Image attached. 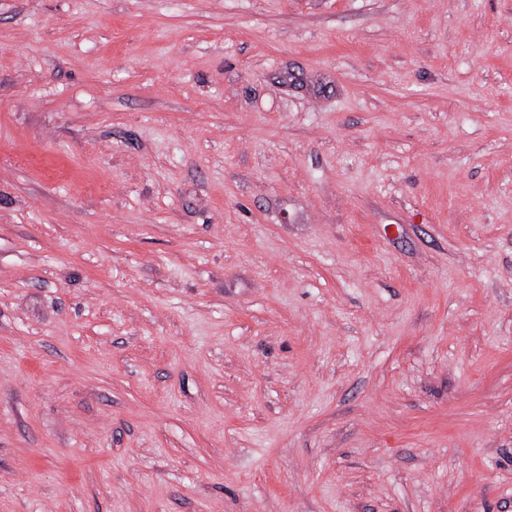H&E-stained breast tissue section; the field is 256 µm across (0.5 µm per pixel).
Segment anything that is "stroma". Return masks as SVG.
Wrapping results in <instances>:
<instances>
[{"label":"stroma","mask_w":512,"mask_h":512,"mask_svg":"<svg viewBox=\"0 0 512 512\" xmlns=\"http://www.w3.org/2000/svg\"><path fill=\"white\" fill-rule=\"evenodd\" d=\"M0 512H512V0H0Z\"/></svg>","instance_id":"stroma-1"}]
</instances>
